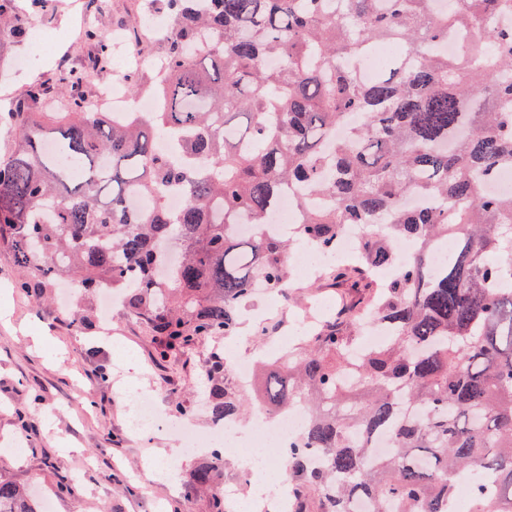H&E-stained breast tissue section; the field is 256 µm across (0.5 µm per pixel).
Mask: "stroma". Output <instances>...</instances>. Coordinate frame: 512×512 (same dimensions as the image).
Masks as SVG:
<instances>
[{"instance_id": "obj_1", "label": "stroma", "mask_w": 512, "mask_h": 512, "mask_svg": "<svg viewBox=\"0 0 512 512\" xmlns=\"http://www.w3.org/2000/svg\"><path fill=\"white\" fill-rule=\"evenodd\" d=\"M67 10L58 0L52 14L23 16L18 33L0 39V104L18 98L34 79L56 82L61 69L83 64L87 49L76 43L65 56L40 57L39 44L65 25ZM17 270L9 251L0 249V289L9 291L0 311L12 326H0V439L27 426L31 437L22 451L0 446V477L29 487L49 499L54 512H210V496L186 495L185 483L200 459H184L175 485L143 478L147 457L162 459L179 442L170 432L150 438L129 432L128 400L117 380H136L162 411L181 404L199 433L211 430L203 404L208 389L203 366L212 350L225 355L265 359L271 339L285 334L297 315L306 314L318 298H335L324 277L293 282L295 303L262 322L243 318L239 335L208 338L168 358H160L158 340L145 324L123 310L103 325L95 296L80 308L82 324L74 325L59 303L66 280H57L43 299L16 288ZM263 327L264 336L254 334ZM132 358L117 356V348ZM71 485L70 494L59 492Z\"/></svg>"}]
</instances>
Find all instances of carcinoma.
Segmentation results:
<instances>
[{"mask_svg": "<svg viewBox=\"0 0 512 512\" xmlns=\"http://www.w3.org/2000/svg\"><path fill=\"white\" fill-rule=\"evenodd\" d=\"M14 2L0 0V37ZM337 2L340 22L327 0H145L175 18L159 112H90L69 72L55 90L29 84L6 115L16 141L0 158V248L39 299L60 278L86 292L112 282L166 358L236 335L258 286L287 295L292 239L329 251L345 225L368 228L357 264L329 279L376 299L386 346L351 355L362 302L342 301L264 380L263 403L309 411L284 459L297 512H351L362 499L373 512H448L462 474L492 486L470 512H512V263L494 260L512 253V192L490 191L512 171V24L489 25L512 0ZM450 36L455 58L441 50ZM384 40L409 56L370 83L342 67ZM83 41L90 65L109 52L96 27ZM52 93L68 111H38ZM301 188L294 238L272 234L279 201ZM170 193L184 198L176 213ZM450 235L456 250L428 272ZM378 267L394 268L380 286ZM204 373L213 422L240 416L224 353ZM378 432L388 450L370 461ZM223 464L214 453L197 466L187 495L211 490ZM0 512L40 509L0 479Z\"/></svg>", "mask_w": 512, "mask_h": 512, "instance_id": "obj_1", "label": "carcinoma"}]
</instances>
